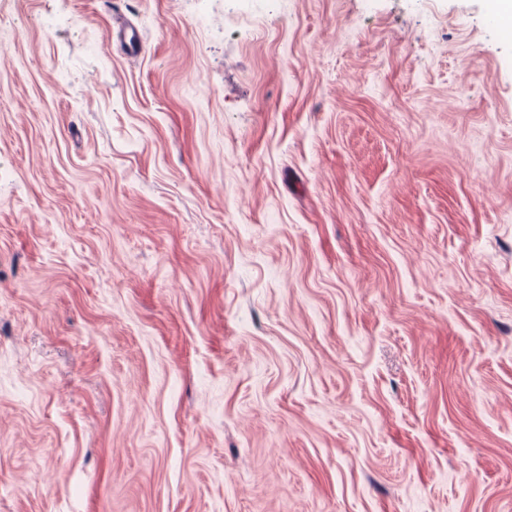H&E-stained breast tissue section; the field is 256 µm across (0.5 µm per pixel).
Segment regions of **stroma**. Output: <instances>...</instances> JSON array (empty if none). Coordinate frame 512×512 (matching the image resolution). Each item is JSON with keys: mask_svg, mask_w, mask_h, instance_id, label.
<instances>
[{"mask_svg": "<svg viewBox=\"0 0 512 512\" xmlns=\"http://www.w3.org/2000/svg\"><path fill=\"white\" fill-rule=\"evenodd\" d=\"M0 0V512H512L491 0ZM112 38L128 55H138L144 51V42L135 29L118 25L112 29Z\"/></svg>", "mask_w": 512, "mask_h": 512, "instance_id": "1", "label": "stroma"}]
</instances>
